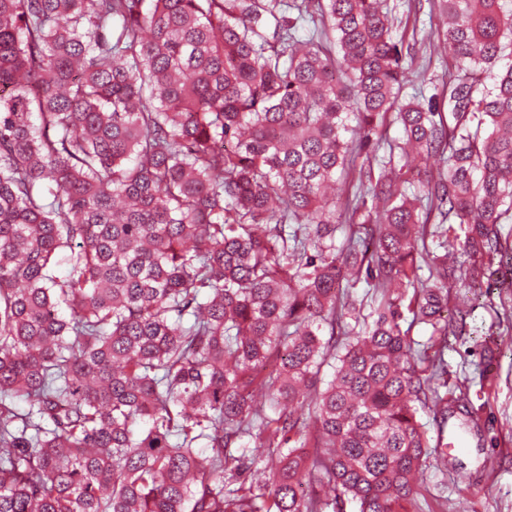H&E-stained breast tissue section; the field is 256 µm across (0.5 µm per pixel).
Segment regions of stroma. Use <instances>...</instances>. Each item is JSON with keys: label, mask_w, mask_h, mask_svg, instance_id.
Wrapping results in <instances>:
<instances>
[{"label": "stroma", "mask_w": 512, "mask_h": 512, "mask_svg": "<svg viewBox=\"0 0 512 512\" xmlns=\"http://www.w3.org/2000/svg\"><path fill=\"white\" fill-rule=\"evenodd\" d=\"M468 309L448 323V396L463 398L477 426L465 453L433 454L419 487L423 512H512V288L482 296L448 284V307Z\"/></svg>", "instance_id": "obj_1"}]
</instances>
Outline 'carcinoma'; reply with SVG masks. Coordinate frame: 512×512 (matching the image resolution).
I'll list each match as a JSON object with an SVG mask.
<instances>
[{"instance_id": "carcinoma-1", "label": "carcinoma", "mask_w": 512, "mask_h": 512, "mask_svg": "<svg viewBox=\"0 0 512 512\" xmlns=\"http://www.w3.org/2000/svg\"><path fill=\"white\" fill-rule=\"evenodd\" d=\"M422 2L0 0V512H417L448 281L512 288V0L408 96Z\"/></svg>"}]
</instances>
